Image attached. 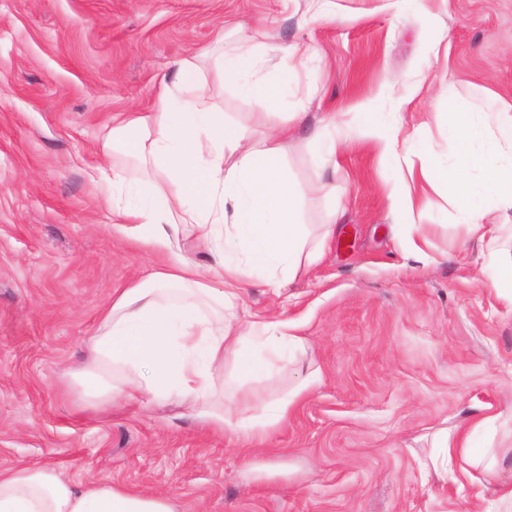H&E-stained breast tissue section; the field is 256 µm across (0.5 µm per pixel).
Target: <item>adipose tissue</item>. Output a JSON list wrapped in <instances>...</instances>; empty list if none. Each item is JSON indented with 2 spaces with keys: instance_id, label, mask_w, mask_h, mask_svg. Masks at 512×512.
Instances as JSON below:
<instances>
[{
  "instance_id": "obj_1",
  "label": "adipose tissue",
  "mask_w": 512,
  "mask_h": 512,
  "mask_svg": "<svg viewBox=\"0 0 512 512\" xmlns=\"http://www.w3.org/2000/svg\"><path fill=\"white\" fill-rule=\"evenodd\" d=\"M199 66L182 61L173 83L164 85L157 111L127 112L112 127V141L148 170L128 186L120 170L100 169L97 182L122 223L148 229L145 241L166 261L144 280L118 291L99 318L84 364L71 374L82 406L100 410L133 394L151 401L179 395L205 402L201 416L215 430L260 433L286 420L293 403H266L259 420L227 419L209 402L215 376L233 356L244 375L261 373V351L277 358L301 345L275 320H242L240 290L255 277L284 288L299 270L321 257L333 225L309 227L299 220L303 195L281 160L288 128L254 136L225 125L210 111ZM191 99H183V92ZM442 118L455 140V166L429 152L411 156L397 129L377 112L360 113L357 132L373 140L394 180L391 205L401 224L414 222L419 205L411 185L443 191L461 212L470 232L485 239L493 210L475 205L485 194L512 207V161L497 160L481 143L482 129L471 112L448 102ZM211 142L202 152L201 138ZM193 237L212 247L215 260L203 267L186 258L180 240ZM485 422L475 415L435 435L430 458L438 470L468 457L471 435ZM0 512H176L166 498L103 482L85 485L53 468L0 471Z\"/></svg>"
}]
</instances>
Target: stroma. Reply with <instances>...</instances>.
Instances as JSON below:
<instances>
[{"label":"stroma","mask_w":512,"mask_h":512,"mask_svg":"<svg viewBox=\"0 0 512 512\" xmlns=\"http://www.w3.org/2000/svg\"><path fill=\"white\" fill-rule=\"evenodd\" d=\"M312 21L306 0H0V470L52 467L84 484L121 483L171 497L178 512H500L498 485L424 470L443 424L487 407L476 452L512 448V300L489 285L512 263V209L495 212L494 249L471 237L454 204L433 196L406 250L392 181L354 135L374 105L416 149L454 161L436 118L448 98L485 122L512 102V0H333ZM246 30L270 82L287 58L269 43L315 48L267 126L303 115L282 164L307 188L299 220L335 223L321 259L284 289L258 278L242 291L247 319L287 322L302 348L270 377L239 381L224 414L289 393L287 420L265 435L209 429L181 398L81 408L70 373L84 361L113 296L164 256L116 223L95 180L112 119L156 109L162 80L196 58L208 104L255 129L256 105L221 70L218 34ZM336 117L346 139L322 164L310 133ZM314 389H305L309 376Z\"/></svg>","instance_id":"stroma-1"}]
</instances>
